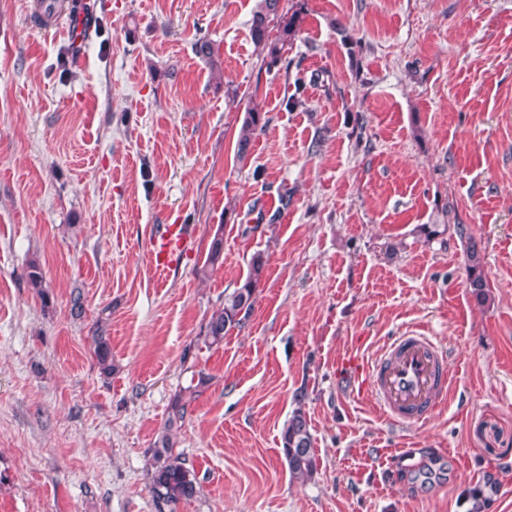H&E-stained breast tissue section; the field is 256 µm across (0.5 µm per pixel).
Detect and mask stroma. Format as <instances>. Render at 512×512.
I'll return each mask as SVG.
<instances>
[{
    "instance_id": "1",
    "label": "stroma",
    "mask_w": 512,
    "mask_h": 512,
    "mask_svg": "<svg viewBox=\"0 0 512 512\" xmlns=\"http://www.w3.org/2000/svg\"><path fill=\"white\" fill-rule=\"evenodd\" d=\"M40 2L0 0V512H512V0H282L302 23L272 69L249 32L258 0H95L102 32L70 79V0L45 27ZM253 105L269 123L242 160ZM284 191L288 211L262 220ZM159 224L191 234L160 275ZM257 252L248 321L206 347ZM411 327L452 386L396 426L339 363ZM178 396L200 490L173 506L148 472ZM298 408L306 477L282 450ZM467 284L471 293L478 301L487 299L486 281L482 274V259L478 245L475 241L468 242L466 248ZM91 340L93 359L100 373L105 376L111 375L113 370L111 336L107 335V330L101 320H97L94 324ZM283 451L289 471L297 476L311 475L317 467L312 436L305 413L295 409L283 431Z\"/></svg>"
}]
</instances>
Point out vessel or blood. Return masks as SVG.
I'll list each match as a JSON object with an SVG mask.
<instances>
[{"instance_id":"b4317fda","label":"vessel or blood","mask_w":512,"mask_h":512,"mask_svg":"<svg viewBox=\"0 0 512 512\" xmlns=\"http://www.w3.org/2000/svg\"><path fill=\"white\" fill-rule=\"evenodd\" d=\"M184 225H163L149 243L151 266L164 271L181 259L189 246ZM341 366L352 379L357 396L372 400L395 421L429 417L448 394L446 355L432 337L408 329L371 358L355 356Z\"/></svg>"}]
</instances>
